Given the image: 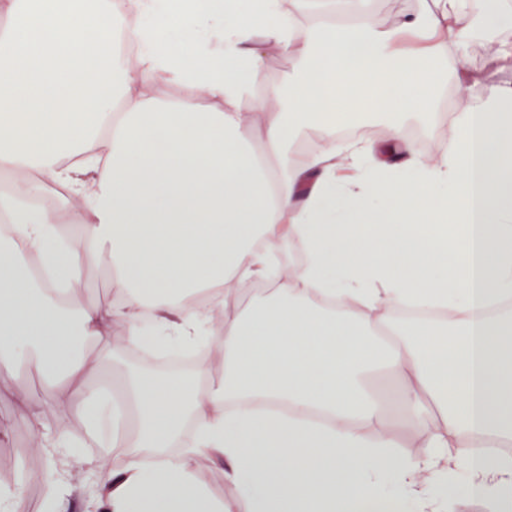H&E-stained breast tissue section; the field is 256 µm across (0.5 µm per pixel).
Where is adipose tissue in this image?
Instances as JSON below:
<instances>
[{"instance_id":"obj_1","label":"adipose tissue","mask_w":512,"mask_h":512,"mask_svg":"<svg viewBox=\"0 0 512 512\" xmlns=\"http://www.w3.org/2000/svg\"><path fill=\"white\" fill-rule=\"evenodd\" d=\"M309 6L0 0L13 19L0 30V170L19 176L0 192V370L45 379L48 401L21 397V411L48 460L91 466L102 512H442L460 483L487 512L512 502L501 453L512 445V318L487 313L512 298V113L499 109L512 87L471 76L479 103L455 113L456 135L432 162L396 138L376 148L332 136L375 114L431 112L449 57L512 12L502 0H435L384 31L365 0H348L351 23L301 38L294 14ZM144 15L148 25H130ZM117 30L135 55L116 50ZM271 47L299 70L258 98ZM162 83L201 106L157 100ZM311 125L323 137L274 168L271 155ZM44 181L81 200L82 242L113 273L107 305L70 306L77 256L59 245L56 212L24 203ZM281 243L304 263L279 266ZM412 301L443 318L396 325ZM145 318L185 348L209 327L224 377H127L135 424L113 436L116 469L84 452L71 410L78 400L98 411L87 374L140 347ZM374 371L400 384L396 427L364 384ZM202 458L223 461L224 499L208 496Z\"/></svg>"}]
</instances>
